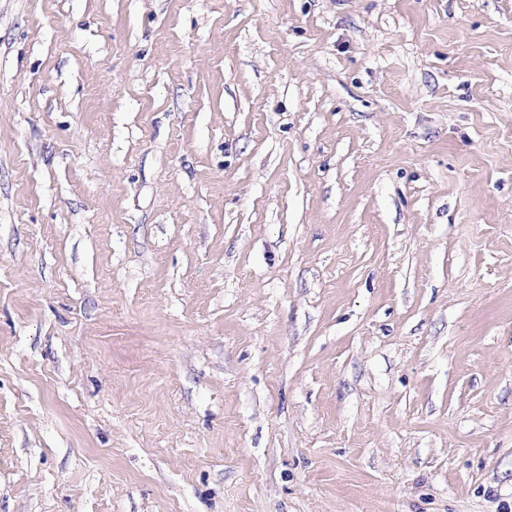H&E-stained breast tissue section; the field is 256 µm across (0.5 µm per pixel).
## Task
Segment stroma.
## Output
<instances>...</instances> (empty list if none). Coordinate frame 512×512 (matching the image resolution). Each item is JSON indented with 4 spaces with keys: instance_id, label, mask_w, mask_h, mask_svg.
I'll use <instances>...</instances> for the list:
<instances>
[{
    "instance_id": "obj_1",
    "label": "stroma",
    "mask_w": 512,
    "mask_h": 512,
    "mask_svg": "<svg viewBox=\"0 0 512 512\" xmlns=\"http://www.w3.org/2000/svg\"><path fill=\"white\" fill-rule=\"evenodd\" d=\"M0 512H512V0H0Z\"/></svg>"
}]
</instances>
